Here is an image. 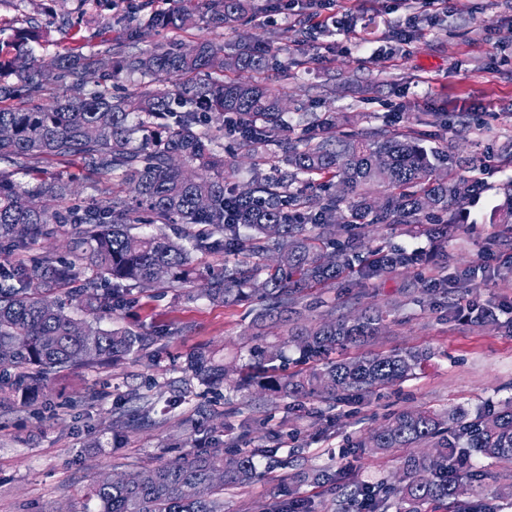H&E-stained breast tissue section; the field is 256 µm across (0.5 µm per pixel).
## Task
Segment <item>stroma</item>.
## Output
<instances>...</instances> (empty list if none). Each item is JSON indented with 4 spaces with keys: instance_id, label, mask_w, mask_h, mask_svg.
I'll return each instance as SVG.
<instances>
[{
    "instance_id": "stroma-1",
    "label": "stroma",
    "mask_w": 512,
    "mask_h": 512,
    "mask_svg": "<svg viewBox=\"0 0 512 512\" xmlns=\"http://www.w3.org/2000/svg\"><path fill=\"white\" fill-rule=\"evenodd\" d=\"M229 29L202 22L178 33L182 48L208 39L269 42L274 62L260 83L279 89L292 130L315 116L336 115V131L375 128L395 133L425 119L422 144L447 148L474 167L483 183L447 239L413 233L403 224L366 236L372 247L418 256L414 266L363 283L340 281L301 299L300 323L353 315L377 305L386 321L368 342L336 350L339 359L421 350L433 356L423 371L392 385L333 399L280 397L228 381L212 389L187 368L194 350H214L226 364H248L257 346L283 344L286 329L254 321V302L222 306L189 298L180 287L135 291L102 328L153 335L146 351L48 378L50 409L0 391V512H94L87 492L100 472L128 473L187 452L260 451L281 467L245 486L224 490V512H264L280 482L296 487L311 512H337L360 484L396 482L416 449L360 447L371 429L404 409L477 415L512 400V224L501 223L503 187L512 181V0H448L447 10L423 0H295ZM144 0H98L89 23L80 0H0V41L33 27L37 55L62 50L60 26L79 22L84 35L125 50L121 19L146 15ZM409 28L410 41L399 38ZM493 307L504 325L478 326L455 307ZM146 425L122 418L134 405ZM335 473V485L313 483L310 472ZM468 502L492 501L512 512V498L491 499L512 483V464L472 454Z\"/></svg>"
}]
</instances>
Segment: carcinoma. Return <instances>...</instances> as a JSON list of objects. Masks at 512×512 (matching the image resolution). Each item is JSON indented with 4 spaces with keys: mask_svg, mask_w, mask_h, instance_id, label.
<instances>
[{
    "mask_svg": "<svg viewBox=\"0 0 512 512\" xmlns=\"http://www.w3.org/2000/svg\"><path fill=\"white\" fill-rule=\"evenodd\" d=\"M146 21L129 19L124 40L135 44L142 27L191 28L202 19L236 27L253 8L252 0H178ZM71 46L43 58L13 39L0 43V252L22 254L64 224L78 226L70 239V257L44 255L0 265V388L26 399L44 394V375L52 370L111 362L138 353L152 337L129 328L103 329L100 319L119 310L127 291L160 284L184 287L201 279L204 295L222 304L252 297L262 300L255 321L288 325L299 314L300 296L336 283L355 271L371 279L408 266L400 252L369 249L354 239L344 245L336 234L346 226L373 230L382 224L455 223V210L475 195L478 180L462 166L438 172L440 155L421 145L419 132L366 130L348 138L333 132L336 117L325 114L318 135L293 138L283 120V99L272 88L248 80H226L224 72L258 74L272 60L271 44L259 40L229 46L209 40L188 52L165 43L114 56L101 51L80 29L70 26ZM137 76L124 96L112 94V82ZM61 91L53 105L40 100L49 88ZM235 116L240 144L254 159L249 183L237 181L235 165L224 159L221 128L214 116ZM284 151L288 171L261 172L264 150ZM77 158L95 176L114 180L112 196L72 199L70 182L32 176L25 186L16 175L41 158ZM336 182L334 193L303 196L291 190L300 178ZM385 194L369 199L371 187ZM35 199L56 207L36 209ZM148 224L150 232L137 226ZM180 225L179 238L162 230ZM188 241L198 251L226 260L198 271L191 266ZM233 260H228V257ZM87 272L67 298L58 287ZM76 306L81 315L69 312ZM384 312L378 307L354 316L324 319L287 331L304 361L318 365L307 372L278 374L275 369L239 379L292 397L334 398L402 381L422 370L432 354L409 350L334 360L338 348L378 335ZM188 369L201 383L228 379L224 360L203 347L189 358ZM433 441L434 457L411 456L403 466L396 512H423L429 503L451 505L457 512H493L487 503L459 509L467 480L463 460L472 452L512 462V401L474 418L462 409L443 417L431 410H404L372 431L366 443L378 450L415 448ZM224 479L213 482V475ZM258 476L256 453L219 452L167 460L144 472L115 481L103 473L89 498L98 512H224V486L245 485ZM380 486L358 485L342 504L343 512L388 508ZM270 512H309L305 500L283 485Z\"/></svg>",
    "mask_w": 512,
    "mask_h": 512,
    "instance_id": "1",
    "label": "carcinoma"
}]
</instances>
